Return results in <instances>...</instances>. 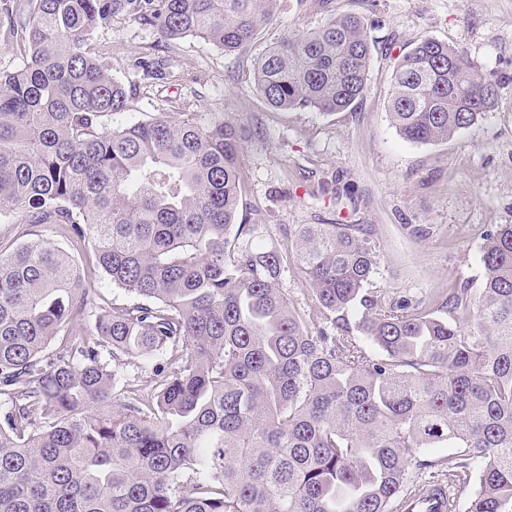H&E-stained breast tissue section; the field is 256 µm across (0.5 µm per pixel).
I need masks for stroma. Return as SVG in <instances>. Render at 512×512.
Listing matches in <instances>:
<instances>
[{"mask_svg":"<svg viewBox=\"0 0 512 512\" xmlns=\"http://www.w3.org/2000/svg\"><path fill=\"white\" fill-rule=\"evenodd\" d=\"M358 14L371 44L366 92L330 116L280 111L253 92L255 65L282 37L311 29L328 10ZM465 50L498 86V104L477 124L437 144L404 140L386 112L392 71L415 41ZM112 55L130 100L127 121L177 112L246 127V190L238 221L260 224L254 244L280 243L282 224H368L378 245L375 287L390 298L426 297L456 282L479 287L486 231L512 224V0H279L277 20L233 53L198 39L164 42L131 17L92 38ZM162 58L164 79L139 61ZM428 228L417 237V227Z\"/></svg>","mask_w":512,"mask_h":512,"instance_id":"stroma-1","label":"stroma"}]
</instances>
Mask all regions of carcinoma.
<instances>
[{
	"label": "carcinoma",
	"mask_w": 512,
	"mask_h": 512,
	"mask_svg": "<svg viewBox=\"0 0 512 512\" xmlns=\"http://www.w3.org/2000/svg\"><path fill=\"white\" fill-rule=\"evenodd\" d=\"M3 2L24 55L0 70V218L29 239L0 253V512H395L439 477L473 485L450 512H512V224L485 235L480 288L427 298L372 287L362 224L284 226L287 247L260 250L236 223L247 131L188 102L117 124L129 97L90 41L128 16L236 51L278 0ZM370 55L361 18L330 13L264 52L253 92L343 112ZM497 100L426 38L388 112L431 144ZM73 250L126 298L99 303ZM290 263L305 308L281 287ZM430 448L455 452L419 460Z\"/></svg>",
	"instance_id": "obj_1"
}]
</instances>
